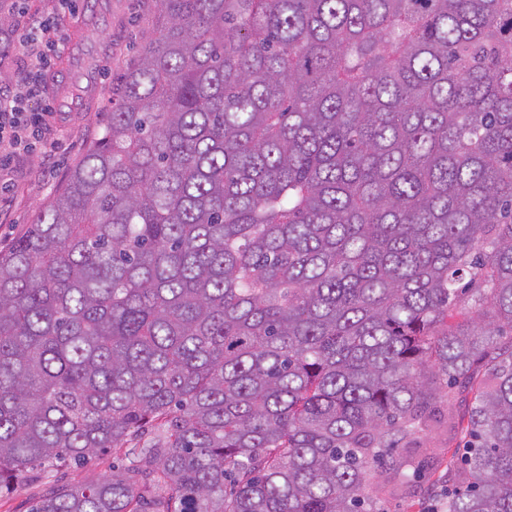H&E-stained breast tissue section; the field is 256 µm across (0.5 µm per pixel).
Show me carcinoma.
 <instances>
[{
  "mask_svg": "<svg viewBox=\"0 0 512 512\" xmlns=\"http://www.w3.org/2000/svg\"><path fill=\"white\" fill-rule=\"evenodd\" d=\"M157 3L0 249V493L110 448L30 512H382L438 425L439 512H512V0ZM456 441L450 443V451L448 453V434L443 427H434L431 431L422 439L420 448H412L411 454L416 458L423 459L429 457L431 450H436L439 455L430 459L431 464L441 465L440 470H448V460L452 455L456 453V460L462 450L456 449ZM433 460V461H432Z\"/></svg>",
  "mask_w": 512,
  "mask_h": 512,
  "instance_id": "carcinoma-1",
  "label": "carcinoma"
}]
</instances>
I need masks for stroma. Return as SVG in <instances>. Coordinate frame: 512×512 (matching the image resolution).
I'll use <instances>...</instances> for the list:
<instances>
[{
    "mask_svg": "<svg viewBox=\"0 0 512 512\" xmlns=\"http://www.w3.org/2000/svg\"><path fill=\"white\" fill-rule=\"evenodd\" d=\"M39 17L53 20L60 29L59 54L72 60V69L60 63L40 71L34 57L19 41L0 54V82L64 75V96L72 103L58 113L48 139L53 150L40 144L10 150L8 170L0 172V249L23 235L34 210L47 203L63 186L72 166L84 154L97 132L110 119L112 89L135 61L141 45L152 34L156 0H35ZM447 492L436 474H426L410 497L387 495L386 512H431Z\"/></svg>",
    "mask_w": 512,
    "mask_h": 512,
    "instance_id": "1",
    "label": "stroma"
}]
</instances>
